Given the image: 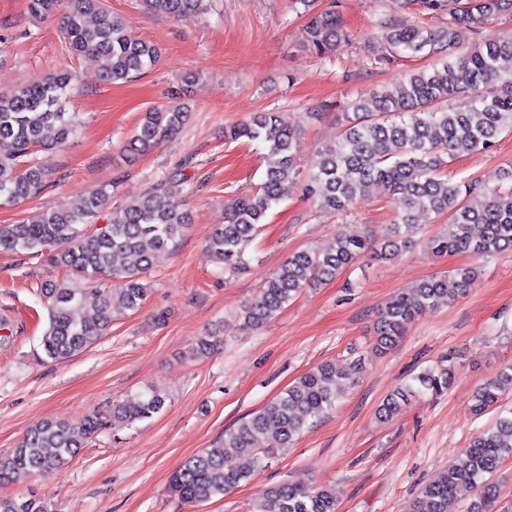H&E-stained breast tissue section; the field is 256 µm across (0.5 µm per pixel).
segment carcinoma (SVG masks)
<instances>
[{"instance_id": "obj_1", "label": "carcinoma", "mask_w": 512, "mask_h": 512, "mask_svg": "<svg viewBox=\"0 0 512 512\" xmlns=\"http://www.w3.org/2000/svg\"><path fill=\"white\" fill-rule=\"evenodd\" d=\"M210 0H140L148 12L168 16L204 13ZM444 12L442 27L390 24L386 40L408 57L433 59L430 66L403 75L393 90L372 93L352 104L345 128L335 143L318 151L315 170L302 194L327 214H340L374 184L384 185L401 203L386 239L373 243L366 235H336L327 247L302 250L286 258L242 310L246 327L254 329L275 317L303 288L336 277L360 257H399L415 243L420 228L416 214L448 216L444 232L425 240L436 256L467 254L476 259L512 252V187L489 189L477 180L455 179L449 161L492 149L504 133H512V38L484 42L466 50L459 31L478 34L491 18L512 15V0H421ZM36 17L61 13L65 47L99 62L104 81L127 82L143 74L157 55L155 45L135 36L132 21L115 14L104 0H28ZM94 15L88 25L86 17ZM334 10L314 12L304 29V46L327 56L346 41ZM74 75L59 70L0 94V141L12 151L0 155V205H18L39 196L50 175L33 149L48 152L71 140L78 128L76 113L63 109L62 99L74 90ZM186 106L167 105L144 113L127 143L134 154H147L187 123ZM230 142L265 144V173L259 188L234 199L226 223L214 231L209 250L225 272L236 274L247 265V248L268 212L297 186L300 140L281 125L274 112H260L224 129ZM185 183L175 167L137 198L114 201L119 178L81 196L64 211L47 209L34 219L0 224V251L46 257L64 277L44 283L40 294L48 311L40 346L45 358L61 361L88 349L148 298L146 276L155 256L174 248L189 228L184 200L173 186ZM106 224L88 227L101 218ZM480 232H472L473 226ZM478 275V267H458L431 277L385 303L371 352L392 349L414 320L427 310L461 294ZM109 278L121 289V303L108 288H83L94 279ZM93 308L95 317L85 316ZM222 342L219 329L196 338L195 358L211 355ZM456 377L455 363L445 357L393 390L378 408L380 421L392 419L419 394L444 395ZM352 373L322 363L300 376L279 396L241 419L224 438L187 458L173 473L171 491L183 503H204L248 482L272 458L275 448L297 439L327 415L344 393ZM512 387V367L487 380L473 394L471 413L480 415L496 405L505 387ZM167 395L149 390L133 402H116L95 411L79 425L42 421L29 428L18 445L0 455V485L26 472L49 474L64 467L94 434L150 419L166 406ZM268 435V448L256 447ZM512 458V412L500 415L476 435L468 447L425 485L407 512H448V502L467 493L466 512H492L497 495L496 474ZM0 512H53L51 505L28 492L0 495ZM249 512H336L326 488H303L282 482L264 491Z\"/></svg>"}]
</instances>
